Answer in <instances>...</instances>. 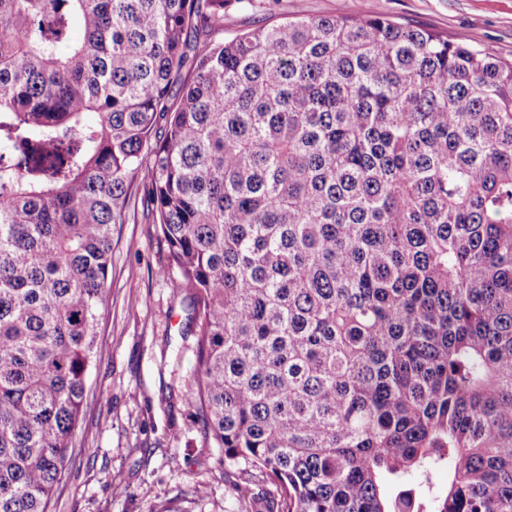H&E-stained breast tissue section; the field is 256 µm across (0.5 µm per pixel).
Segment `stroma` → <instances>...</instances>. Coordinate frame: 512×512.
<instances>
[{
    "instance_id": "obj_1",
    "label": "stroma",
    "mask_w": 512,
    "mask_h": 512,
    "mask_svg": "<svg viewBox=\"0 0 512 512\" xmlns=\"http://www.w3.org/2000/svg\"><path fill=\"white\" fill-rule=\"evenodd\" d=\"M356 10L489 46L512 62V0H271L266 12L227 8L219 38L273 15ZM129 210L112 235L88 391L49 512H241L230 488L247 475L225 465L197 410L186 292L166 271L168 248L151 216L137 201Z\"/></svg>"
}]
</instances>
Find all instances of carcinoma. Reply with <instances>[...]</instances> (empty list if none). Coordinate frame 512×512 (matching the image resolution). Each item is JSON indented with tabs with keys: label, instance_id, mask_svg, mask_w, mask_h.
I'll use <instances>...</instances> for the list:
<instances>
[{
	"label": "carcinoma",
	"instance_id": "obj_1",
	"mask_svg": "<svg viewBox=\"0 0 512 512\" xmlns=\"http://www.w3.org/2000/svg\"><path fill=\"white\" fill-rule=\"evenodd\" d=\"M227 2L0 0V512H48L139 184L264 512H512V63L366 15L216 41Z\"/></svg>",
	"mask_w": 512,
	"mask_h": 512
}]
</instances>
